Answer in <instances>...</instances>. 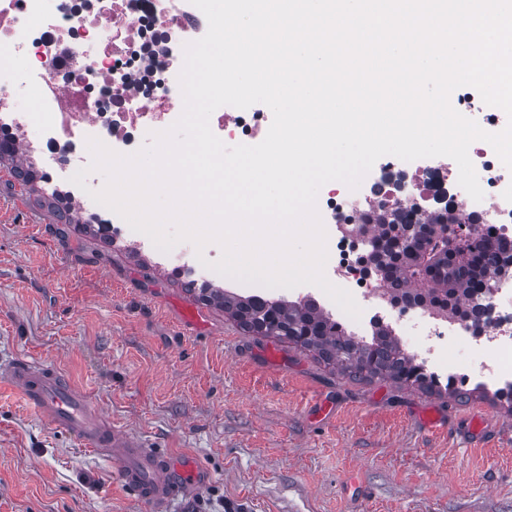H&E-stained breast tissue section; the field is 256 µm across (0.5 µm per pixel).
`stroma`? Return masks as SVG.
Returning a JSON list of instances; mask_svg holds the SVG:
<instances>
[{"label":"stroma","mask_w":512,"mask_h":512,"mask_svg":"<svg viewBox=\"0 0 512 512\" xmlns=\"http://www.w3.org/2000/svg\"><path fill=\"white\" fill-rule=\"evenodd\" d=\"M197 306L200 327L181 321ZM62 368L117 425L193 452L213 479L186 512H512V408L358 380L246 333L147 254L58 226L0 167V364ZM330 414H321L322 404ZM478 409L487 437L426 429L420 407ZM0 512H147L109 458L40 422L0 378Z\"/></svg>","instance_id":"obj_1"}]
</instances>
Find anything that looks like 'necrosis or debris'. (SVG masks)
Segmentation results:
<instances>
[{"instance_id":"4bbe7bcc","label":"necrosis or debris","mask_w":512,"mask_h":512,"mask_svg":"<svg viewBox=\"0 0 512 512\" xmlns=\"http://www.w3.org/2000/svg\"><path fill=\"white\" fill-rule=\"evenodd\" d=\"M207 29L191 0H0V136L22 147L49 189L68 180L72 203L86 208L90 191L100 188L97 173L87 176L83 189L70 178L91 161L87 138L129 155L150 133L175 123L184 108L178 81L183 47ZM19 92L26 99L22 110ZM209 125L218 138L247 145L268 132L265 113L257 111L219 108ZM469 157L484 191L479 202L459 185L449 158L419 165L382 157L358 189L326 183L316 202L327 234L325 274L353 294L362 314L351 319L313 285L290 289L288 297L315 301L340 329L357 336L388 328L435 382L506 394L512 392V273L476 295L468 318L446 319L422 306L393 303L382 275L362 271L369 236L356 227L380 211L413 223L443 210L458 212L464 233L512 254V170L483 141ZM220 256L217 244L199 252L184 242L158 259L212 286L216 274L204 263Z\"/></svg>"}]
</instances>
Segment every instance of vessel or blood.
Instances as JSON below:
<instances>
[{"label":"vessel or blood","mask_w":512,"mask_h":512,"mask_svg":"<svg viewBox=\"0 0 512 512\" xmlns=\"http://www.w3.org/2000/svg\"><path fill=\"white\" fill-rule=\"evenodd\" d=\"M0 375L42 422L112 459L122 484L152 512H171L183 490L209 484V473L193 454L159 451L113 425L95 400L77 391L58 368L30 357L15 358L0 366ZM420 420L428 428L446 426L476 436L487 430L479 414L449 419L432 406L421 411Z\"/></svg>","instance_id":"b4317fda"}]
</instances>
